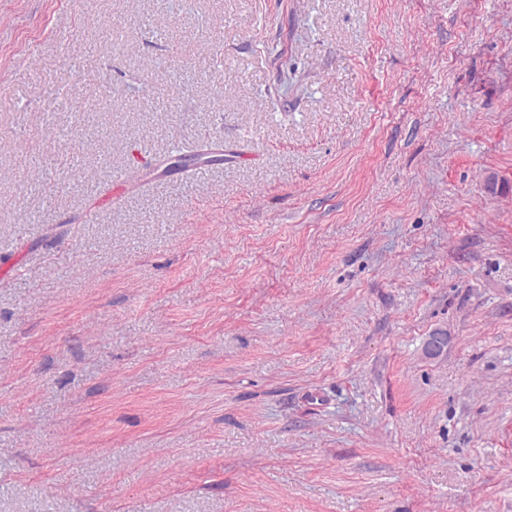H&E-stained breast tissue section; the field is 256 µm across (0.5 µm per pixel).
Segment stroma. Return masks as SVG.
Masks as SVG:
<instances>
[{
	"instance_id": "1",
	"label": "stroma",
	"mask_w": 512,
	"mask_h": 512,
	"mask_svg": "<svg viewBox=\"0 0 512 512\" xmlns=\"http://www.w3.org/2000/svg\"><path fill=\"white\" fill-rule=\"evenodd\" d=\"M0 512H512V0H0Z\"/></svg>"
}]
</instances>
